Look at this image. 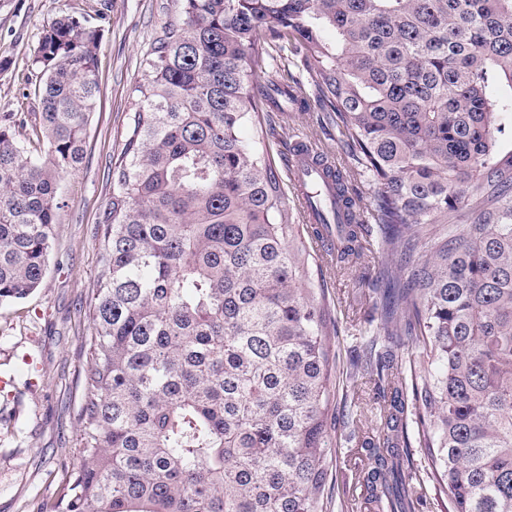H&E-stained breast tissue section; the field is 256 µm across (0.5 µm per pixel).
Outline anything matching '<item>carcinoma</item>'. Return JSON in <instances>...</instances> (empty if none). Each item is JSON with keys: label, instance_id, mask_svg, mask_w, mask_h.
Listing matches in <instances>:
<instances>
[{"label": "carcinoma", "instance_id": "cac0c4a2", "mask_svg": "<svg viewBox=\"0 0 512 512\" xmlns=\"http://www.w3.org/2000/svg\"><path fill=\"white\" fill-rule=\"evenodd\" d=\"M99 43L81 15L51 22L32 149L0 124V303L43 283ZM291 64L353 160L336 211L310 196L334 268L372 235L384 259L346 370L380 392L366 499L419 512L423 472L446 512H512V101L488 94L512 85V0H178L109 172L81 464L55 512H327L340 327L262 128L294 102Z\"/></svg>", "mask_w": 512, "mask_h": 512}]
</instances>
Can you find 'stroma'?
Listing matches in <instances>:
<instances>
[{
	"label": "stroma",
	"mask_w": 512,
	"mask_h": 512,
	"mask_svg": "<svg viewBox=\"0 0 512 512\" xmlns=\"http://www.w3.org/2000/svg\"><path fill=\"white\" fill-rule=\"evenodd\" d=\"M172 7V0H0V115L12 116L20 142H27L39 109L40 74L32 56L44 29L70 13L84 15L101 34L96 109L83 163L60 182L44 283L25 300L0 304V512H53L79 463L76 414L88 360V303L99 266L96 232L112 196L108 171L123 147L130 89ZM298 139L315 143L342 169L351 167L335 126L321 121L318 108L291 106L273 113L265 136L282 180L290 178L288 161ZM381 270L373 245L355 267L326 270V293L341 327L359 324L370 311ZM356 344L348 335L333 342L340 356L335 400L358 395L362 423L371 427L375 390L345 374ZM331 455L328 503H342V512H365L357 477L368 458L344 443Z\"/></svg>",
	"instance_id": "1"
}]
</instances>
